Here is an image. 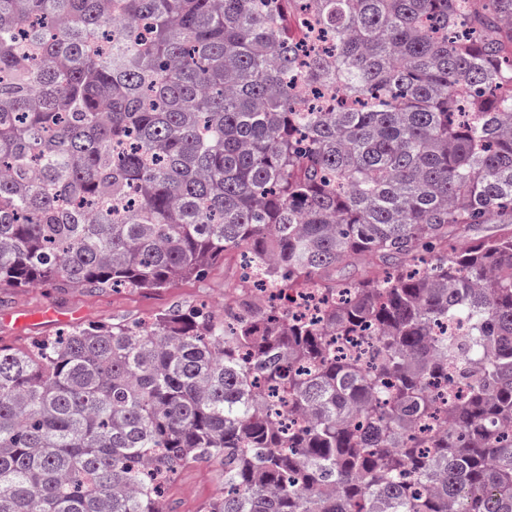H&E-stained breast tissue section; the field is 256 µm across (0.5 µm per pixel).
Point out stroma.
<instances>
[{
    "mask_svg": "<svg viewBox=\"0 0 512 512\" xmlns=\"http://www.w3.org/2000/svg\"><path fill=\"white\" fill-rule=\"evenodd\" d=\"M236 280V262L229 257L218 262L202 280L157 291L9 288L0 291V341L25 345L56 336L68 328L66 315L72 311L78 312L83 323L114 324L145 319L177 304L204 303L218 310L224 305L225 288ZM49 309L57 311V318H45L44 313ZM218 489L219 484L208 467L192 465L178 471L162 503L166 512H203Z\"/></svg>",
    "mask_w": 512,
    "mask_h": 512,
    "instance_id": "1",
    "label": "stroma"
}]
</instances>
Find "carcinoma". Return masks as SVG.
I'll return each instance as SVG.
<instances>
[{
    "instance_id": "cac0c4a2",
    "label": "carcinoma",
    "mask_w": 512,
    "mask_h": 512,
    "mask_svg": "<svg viewBox=\"0 0 512 512\" xmlns=\"http://www.w3.org/2000/svg\"><path fill=\"white\" fill-rule=\"evenodd\" d=\"M470 2L0 0V288L238 253L324 299L1 344L0 512H159L197 462L205 512H512V0Z\"/></svg>"
}]
</instances>
